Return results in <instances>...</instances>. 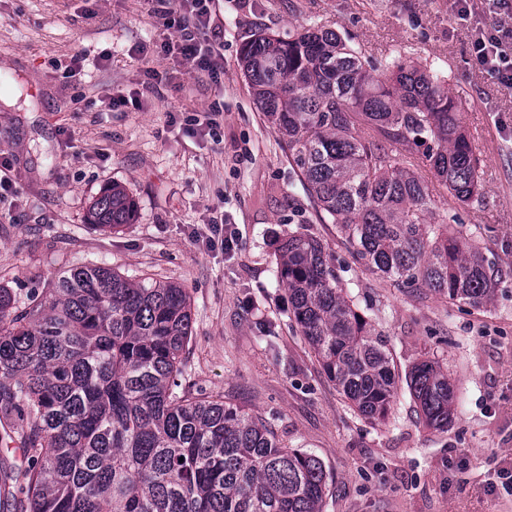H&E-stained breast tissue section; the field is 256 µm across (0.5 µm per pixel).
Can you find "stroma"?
<instances>
[{"instance_id":"stroma-1","label":"stroma","mask_w":512,"mask_h":512,"mask_svg":"<svg viewBox=\"0 0 512 512\" xmlns=\"http://www.w3.org/2000/svg\"><path fill=\"white\" fill-rule=\"evenodd\" d=\"M450 0H211L207 33L224 43L221 83L177 56H157L171 30L155 0H0V152L12 187L0 200V284L45 293L71 266L111 269L187 288L192 336L181 383L269 422L280 443L316 455L322 512H512V287L484 308L364 272L314 203L243 77L255 32L335 30L367 65L395 56L445 75L462 112L483 190L449 202L448 231L486 243L512 267V89L478 67ZM83 59L80 80L63 65ZM158 70L150 79L146 69ZM124 96L128 103L113 105ZM218 108L215 133L194 120ZM176 119H169V111ZM135 201L132 224L88 221L112 184ZM232 225L224 251L212 225ZM320 239L361 311L386 336L400 375L394 411L373 424L325 374L288 312L278 248L290 232ZM447 367V431L421 419L406 377Z\"/></svg>"}]
</instances>
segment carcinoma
Wrapping results in <instances>:
<instances>
[{
	"mask_svg": "<svg viewBox=\"0 0 512 512\" xmlns=\"http://www.w3.org/2000/svg\"><path fill=\"white\" fill-rule=\"evenodd\" d=\"M240 61L319 220L336 225L364 271L474 308L512 285L481 241L448 233L453 216L433 211L413 162L388 148L430 142L447 195L480 194V159L444 76L400 56L375 75L322 26L255 34ZM133 216L115 185L91 209L103 228ZM278 275L328 378L365 419L387 420L397 393L387 339L324 244L288 234ZM190 336V297L174 283L81 265L23 304L1 284L0 439L19 441L26 463L0 459V512H322L327 476L315 455L281 446L262 418L219 397L177 391ZM409 388L425 423L448 430V369L422 361Z\"/></svg>",
	"mask_w": 512,
	"mask_h": 512,
	"instance_id": "cac0c4a2",
	"label": "carcinoma"
}]
</instances>
